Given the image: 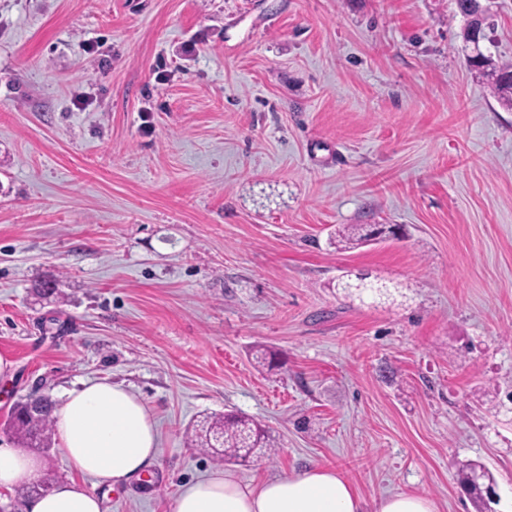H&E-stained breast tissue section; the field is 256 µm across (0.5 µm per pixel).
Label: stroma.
Instances as JSON below:
<instances>
[{"label":"stroma","instance_id":"obj_1","mask_svg":"<svg viewBox=\"0 0 512 512\" xmlns=\"http://www.w3.org/2000/svg\"><path fill=\"white\" fill-rule=\"evenodd\" d=\"M482 2L510 64L512 0ZM464 26L454 0H0V447L17 401L107 380L159 453L82 477L102 512L316 464L475 512L468 460L512 512V110ZM343 224L400 232L340 250ZM231 412L271 456L191 444ZM481 470L483 471L485 475V481L484 485L477 490L476 487L469 488V474L471 473V470ZM459 481L462 486H464L465 490L467 491L475 509L479 510H486L488 507H490V503H494L492 499L488 500L487 494L485 492V487L489 486L490 489H495L496 486V480L494 479L493 475L489 473L488 470L485 469L484 466L474 464V463H467L462 464L459 466Z\"/></svg>","mask_w":512,"mask_h":512}]
</instances>
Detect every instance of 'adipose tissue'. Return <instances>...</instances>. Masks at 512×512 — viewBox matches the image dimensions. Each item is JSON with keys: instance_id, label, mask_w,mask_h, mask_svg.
I'll use <instances>...</instances> for the list:
<instances>
[{"instance_id": "obj_1", "label": "adipose tissue", "mask_w": 512, "mask_h": 512, "mask_svg": "<svg viewBox=\"0 0 512 512\" xmlns=\"http://www.w3.org/2000/svg\"><path fill=\"white\" fill-rule=\"evenodd\" d=\"M59 448L79 474L103 483L139 476L156 459L155 417L128 388L89 382L69 392L52 412ZM40 458L0 448V487L12 489L37 480ZM31 512H101L99 500L80 483L67 481L30 502ZM172 512H435L428 499L408 492L366 502L335 470L313 466L260 484H241L227 473L188 483Z\"/></svg>"}]
</instances>
